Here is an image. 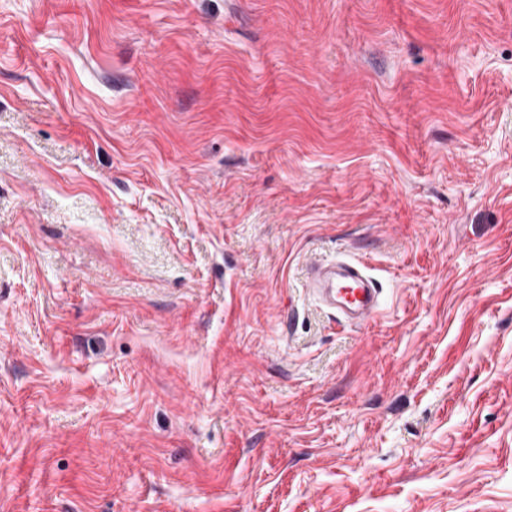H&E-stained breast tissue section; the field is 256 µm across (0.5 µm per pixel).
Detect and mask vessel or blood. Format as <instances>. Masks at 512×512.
<instances>
[{
    "label": "vessel or blood",
    "mask_w": 512,
    "mask_h": 512,
    "mask_svg": "<svg viewBox=\"0 0 512 512\" xmlns=\"http://www.w3.org/2000/svg\"><path fill=\"white\" fill-rule=\"evenodd\" d=\"M308 286L319 302L337 309L340 317L356 326L364 325L380 308L375 279L355 260L311 258Z\"/></svg>",
    "instance_id": "vessel-or-blood-1"
}]
</instances>
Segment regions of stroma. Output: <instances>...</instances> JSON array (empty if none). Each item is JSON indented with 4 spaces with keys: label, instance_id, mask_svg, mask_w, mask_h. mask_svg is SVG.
I'll return each mask as SVG.
<instances>
[{
    "label": "stroma",
    "instance_id": "obj_1",
    "mask_svg": "<svg viewBox=\"0 0 512 512\" xmlns=\"http://www.w3.org/2000/svg\"><path fill=\"white\" fill-rule=\"evenodd\" d=\"M0 512H512V0H0ZM307 278L315 298L337 309L339 316L353 325H364L379 312V288L360 261L313 257Z\"/></svg>",
    "mask_w": 512,
    "mask_h": 512
}]
</instances>
